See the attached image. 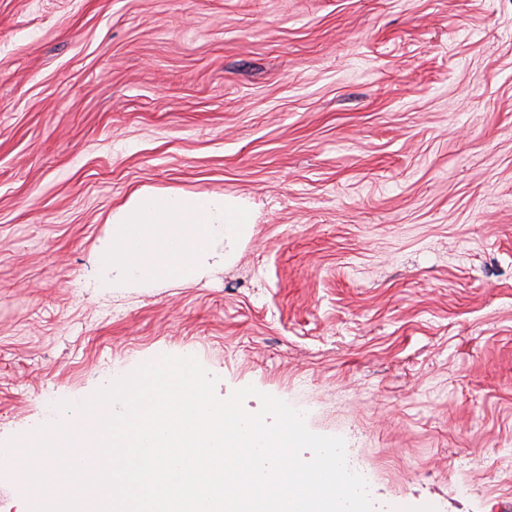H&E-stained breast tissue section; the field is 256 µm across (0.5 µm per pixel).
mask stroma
I'll return each mask as SVG.
<instances>
[{
	"label": "stroma",
	"mask_w": 512,
	"mask_h": 512,
	"mask_svg": "<svg viewBox=\"0 0 512 512\" xmlns=\"http://www.w3.org/2000/svg\"><path fill=\"white\" fill-rule=\"evenodd\" d=\"M142 188L249 234L93 288ZM188 353L343 438L376 512L512 502V0H0V441Z\"/></svg>",
	"instance_id": "stroma-1"
}]
</instances>
